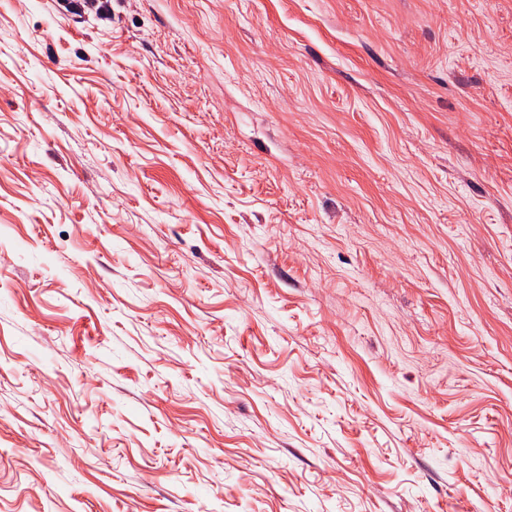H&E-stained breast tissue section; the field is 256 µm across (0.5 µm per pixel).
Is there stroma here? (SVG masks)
Returning <instances> with one entry per match:
<instances>
[{
	"label": "stroma",
	"instance_id": "35a3bbf8",
	"mask_svg": "<svg viewBox=\"0 0 512 512\" xmlns=\"http://www.w3.org/2000/svg\"><path fill=\"white\" fill-rule=\"evenodd\" d=\"M0 512H512V0H0ZM57 2L77 15L92 11L96 15L108 16L112 10L110 0H59Z\"/></svg>",
	"mask_w": 512,
	"mask_h": 512
}]
</instances>
